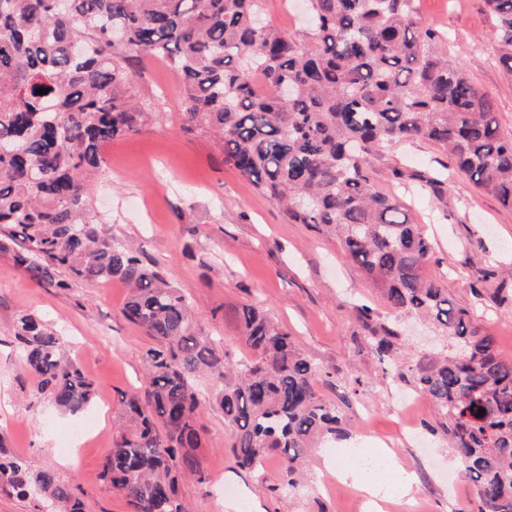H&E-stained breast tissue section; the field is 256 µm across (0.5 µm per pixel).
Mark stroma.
Listing matches in <instances>:
<instances>
[{"label":"stroma","instance_id":"stroma-1","mask_svg":"<svg viewBox=\"0 0 512 512\" xmlns=\"http://www.w3.org/2000/svg\"><path fill=\"white\" fill-rule=\"evenodd\" d=\"M418 29L448 36V56L492 99L500 129L512 136V78L498 64L495 22L484 0H416ZM133 82L157 119L140 133L112 141L106 171L92 190V213L101 230L139 247L193 305L204 335L220 341L229 361L247 356L232 319L235 307L261 308L293 336L317 367V395L335 406L343 430L311 448L307 476L294 494L277 492L281 468L269 460L263 477L239 469L221 411L208 401L199 411L206 428L201 461L204 484L188 479L181 493L191 512H226L237 500L263 512H367L364 498L335 479L326 465L352 448H395L399 464L419 479L418 503L427 512H466L471 486L428 396L399 368L449 349L434 325L394 315L380 292L339 245L281 209L233 168L209 134L184 131L178 73L157 58L140 56ZM375 186L397 193L432 244L427 275L439 279L455 302L495 335L512 359V211L475 189L448 155L422 143L395 144L367 158ZM127 288L119 281L80 283L61 290L32 278L0 253V435L34 470H53L73 484L85 512H127L124 497L99 479L112 446L122 396L139 393L150 338L126 320ZM367 304L398 330L392 361L359 343L353 307ZM42 316L64 339L96 386L90 411L98 430L71 455L58 452L74 417L35 394L21 363L13 324L20 314ZM414 422L421 444L400 438Z\"/></svg>","mask_w":512,"mask_h":512}]
</instances>
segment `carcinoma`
<instances>
[{"label": "carcinoma", "instance_id": "1", "mask_svg": "<svg viewBox=\"0 0 512 512\" xmlns=\"http://www.w3.org/2000/svg\"><path fill=\"white\" fill-rule=\"evenodd\" d=\"M310 24H270L264 0H0V252L49 285L122 281V312L153 339L143 393L123 401L100 480L129 512H189L180 481L207 477L197 450L198 377L232 430L236 466L262 477L278 457L283 484H300L310 442L340 431L316 366L254 305L236 310L251 356L234 364L208 340L191 303L140 252L90 216L103 148L152 118L129 69L147 52L183 84L185 129L218 138L224 163L288 222L339 242L343 256L397 315L431 321L451 350L407 367L443 419L473 486L469 512H512V360L424 268L431 244L398 198L378 190L366 157L425 142L448 153L479 191L512 210V137L490 97L456 61L445 35L415 26L414 0H305ZM495 51L512 78V0H485ZM40 88L47 93L39 94ZM364 344L391 359L397 332L354 306ZM36 394L77 416L96 388L40 317L13 325ZM0 490L57 512H84L73 485L31 470L0 436Z\"/></svg>", "mask_w": 512, "mask_h": 512}]
</instances>
